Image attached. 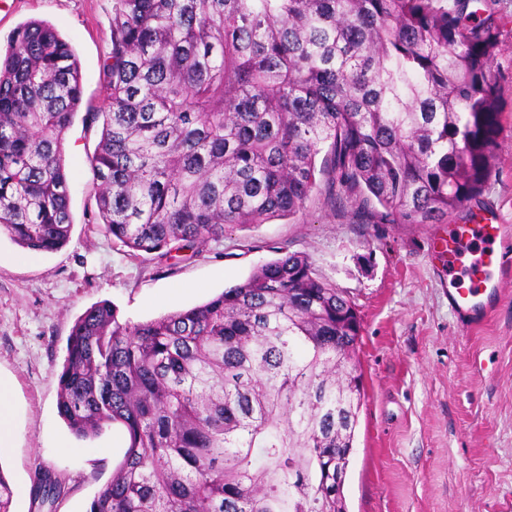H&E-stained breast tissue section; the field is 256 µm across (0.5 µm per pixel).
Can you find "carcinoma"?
Listing matches in <instances>:
<instances>
[{
    "instance_id": "cac0c4a2",
    "label": "carcinoma",
    "mask_w": 512,
    "mask_h": 512,
    "mask_svg": "<svg viewBox=\"0 0 512 512\" xmlns=\"http://www.w3.org/2000/svg\"><path fill=\"white\" fill-rule=\"evenodd\" d=\"M501 31L489 0H115L94 223L132 255H196L232 225L324 185L381 223L436 224L492 171ZM82 99L68 42L31 20L0 58V233L71 236L63 135ZM361 319L300 253L209 301L131 323L75 322L58 409L78 439L120 425L89 512H346L364 402ZM64 490L48 478L34 490Z\"/></svg>"
}]
</instances>
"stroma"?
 I'll return each mask as SVG.
<instances>
[{
	"label": "stroma",
	"mask_w": 512,
	"mask_h": 512,
	"mask_svg": "<svg viewBox=\"0 0 512 512\" xmlns=\"http://www.w3.org/2000/svg\"><path fill=\"white\" fill-rule=\"evenodd\" d=\"M113 0H14L0 14V55L30 20L54 26L82 74V111L102 112V61L111 46ZM502 51L495 166L478 204L512 225V0H496ZM100 124L75 116L64 135L72 231L35 252L0 234V377L17 406V437L0 451L11 512H87L109 480L127 435L113 426L76 439L57 410V380L77 318L100 302L142 322L192 307L243 282L261 264L296 252L356 306L365 402L344 487L347 512H512V284L483 327L460 328L432 252L444 224H375L351 201L313 192L289 220L226 228L199 255L131 256L91 221L89 159ZM65 492L43 503V474Z\"/></svg>",
	"instance_id": "35a3bbf8"
}]
</instances>
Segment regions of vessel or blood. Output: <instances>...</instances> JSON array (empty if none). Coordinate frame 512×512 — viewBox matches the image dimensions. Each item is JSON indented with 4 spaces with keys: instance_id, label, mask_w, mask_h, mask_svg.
<instances>
[{
    "instance_id": "obj_1",
    "label": "vessel or blood",
    "mask_w": 512,
    "mask_h": 512,
    "mask_svg": "<svg viewBox=\"0 0 512 512\" xmlns=\"http://www.w3.org/2000/svg\"><path fill=\"white\" fill-rule=\"evenodd\" d=\"M512 243V229L502 223L496 206L449 225L441 244L448 267V306L455 319L471 327L495 307L511 269L502 255Z\"/></svg>"
}]
</instances>
